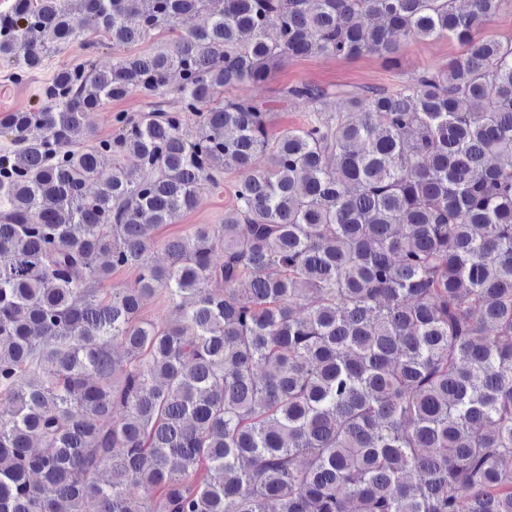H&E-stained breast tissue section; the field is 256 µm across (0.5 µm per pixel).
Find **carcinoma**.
Wrapping results in <instances>:
<instances>
[{
    "label": "carcinoma",
    "mask_w": 512,
    "mask_h": 512,
    "mask_svg": "<svg viewBox=\"0 0 512 512\" xmlns=\"http://www.w3.org/2000/svg\"><path fill=\"white\" fill-rule=\"evenodd\" d=\"M70 2L0 11L16 79L169 36L0 119V512H512V41L477 34L504 0H224L204 25L207 0ZM443 36L461 53L397 89L286 87L336 115L280 135L219 98ZM229 169L224 223L153 262ZM160 290L177 320L142 317ZM144 109V101L137 94H129L123 99L108 103L99 112L91 116L98 137L111 136L116 131L113 115L117 111L140 112Z\"/></svg>",
    "instance_id": "1"
}]
</instances>
